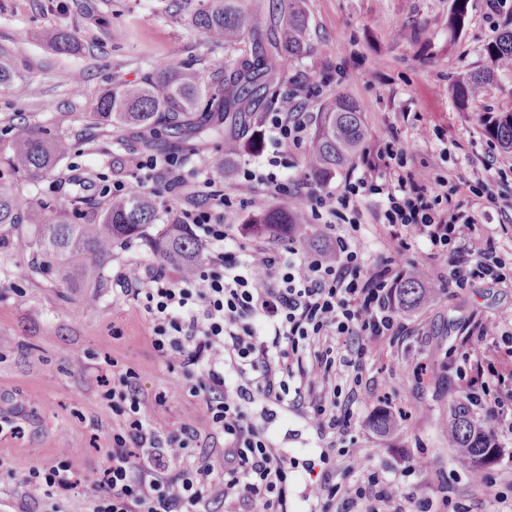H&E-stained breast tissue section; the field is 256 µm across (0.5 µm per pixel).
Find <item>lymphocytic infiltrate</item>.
Listing matches in <instances>:
<instances>
[{"label":"lymphocytic infiltrate","instance_id":"obj_1","mask_svg":"<svg viewBox=\"0 0 512 512\" xmlns=\"http://www.w3.org/2000/svg\"><path fill=\"white\" fill-rule=\"evenodd\" d=\"M311 119L302 103L267 113L264 132L276 154L244 164L234 194L208 180L182 209L180 220L205 256L191 275L132 263L117 276L121 295L149 320L165 367L180 371L201 397L200 418L221 447L200 445L191 430L159 431L136 373L118 372L112 410L125 423L113 432L97 478L85 482L68 462L34 468L23 479L32 499L64 512L67 496L86 488L87 512H288V458L250 418L261 400L266 418L293 410L330 439L319 463L304 466L309 512H446L447 497L401 491L400 477L418 472L413 460L397 473L366 461L353 433L359 412L341 396L360 385L367 355L403 335L395 287L408 271L443 292L486 277L512 285L495 235L479 224L497 201L482 183L449 186L434 162L408 166L409 145L394 131L338 186L305 180L288 188L284 173L293 164L284 149L304 142ZM270 190L301 199L306 223L320 226L329 251L238 241L226 212L256 204ZM368 197L380 203L383 227L373 253L360 234ZM417 242L425 246L418 263L406 257ZM456 373L464 408L477 410L492 435L502 433L512 411L489 388L496 367L463 364ZM339 456L349 460L341 475Z\"/></svg>","mask_w":512,"mask_h":512}]
</instances>
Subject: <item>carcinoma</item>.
I'll return each instance as SVG.
<instances>
[{"label": "carcinoma", "instance_id": "carcinoma-1", "mask_svg": "<svg viewBox=\"0 0 512 512\" xmlns=\"http://www.w3.org/2000/svg\"><path fill=\"white\" fill-rule=\"evenodd\" d=\"M205 5L193 16V24L202 29L214 43L232 46L260 31L261 5L256 3L246 12L236 0H203ZM448 15V28L460 31L468 18L470 0H453ZM302 0H280L274 24L266 30L267 49L250 58L224 66V78L216 86L206 83L191 67L176 68L168 64L155 66L133 84H119L99 97L91 119L100 125L116 128H146L155 134L191 129L221 135V125L243 122L246 114L262 105L273 85L274 73L270 57L282 60L301 59L310 50L309 24ZM41 40L58 51H70L73 38L55 28L40 34ZM488 65L458 76L452 83V96L459 108L468 110L476 104L477 92L493 81L497 68L512 63V28L484 47ZM22 60L10 50L0 47V88L19 91L26 86L22 76ZM485 134L504 149L512 150V112H500L483 121ZM367 140V126L359 106L349 98L329 99L321 104L320 120L314 138L309 164L313 181L332 179ZM10 165L31 178L48 174L72 150L66 137H51L26 123H17L9 141ZM29 218L35 224L36 244L44 257L43 272L64 284L80 283L93 288L101 280L105 262L121 241L143 236L159 218L157 197L133 192L112 202L110 208L93 224H75L67 215L52 220L33 210ZM16 220L13 196L0 188V224ZM251 224L259 229L277 230L288 239L303 237L313 249H322L326 241L308 225L299 207L280 199L270 209L255 215ZM156 256L166 265L188 270L201 262L199 245L184 225L175 221L149 238ZM422 280L409 276L396 286L398 304L413 308L429 294ZM448 442L459 449V459L475 471L497 459L495 445L476 419L456 403L448 406Z\"/></svg>", "mask_w": 512, "mask_h": 512}]
</instances>
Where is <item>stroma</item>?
<instances>
[{"mask_svg": "<svg viewBox=\"0 0 512 512\" xmlns=\"http://www.w3.org/2000/svg\"><path fill=\"white\" fill-rule=\"evenodd\" d=\"M453 0H304L311 51L288 61L282 80L262 111L245 125L228 126L222 138L193 132L152 138L149 131L92 124L89 114L103 90L134 83L160 63L188 65L214 82L227 62L249 56L250 41L225 47L208 41L192 22L200 0H0V45L10 47L26 64L27 90L0 88V186L19 202L13 224H0V407L18 406L22 437L0 442V501L11 512H42L26 494L28 471L55 459L70 460L84 476L95 477L106 445L122 419L113 415L98 383L110 368L133 369L153 425L161 432L190 427L207 434L200 398L185 387L180 372H168L151 346L152 329L134 304L113 297L115 275L131 261L159 266L147 237L118 246L106 262L93 291L70 287L44 274L34 243L30 210L48 217L66 214L81 224L95 222L112 200V184L128 181L140 191L163 192L160 221L175 220L178 205L217 177L232 193L233 177L215 175L208 161L225 144H245L235 166L264 159L273 146L262 140L248 148L264 113L286 111L288 103L307 102L318 111L325 99L346 96L360 107L371 140L397 131L413 143V162L435 159L449 184L485 181L497 207L483 217L494 231L498 253L512 264V223L501 212L512 206V151L487 153L482 127L487 112L512 111V67L499 68L493 83L464 112L451 95L453 78L485 66L483 48L512 20V0L500 7L472 0L463 30L448 31ZM53 26L69 32L74 50L60 53L36 41V32ZM82 74L73 87L74 74ZM26 123L68 137L73 148L47 176L33 180L7 165L9 131ZM153 140V154L178 153L186 159L184 184L171 192L165 180L123 167L130 152H143ZM94 303H87V294ZM406 331L391 346L366 361L356 392L362 417L354 431L372 464L401 469L416 458L422 471L403 484L420 497L430 494L424 472L445 477L453 502L466 512H486V499L475 472L458 462L448 444V386L461 350L479 356L472 335L488 318L512 323V287L489 279L429 300L405 312ZM425 364L429 377L417 383L413 370ZM388 394L389 403L379 400ZM163 402H156V395ZM404 410L399 435L377 431L373 419L383 411ZM268 433L298 466L290 474L288 508L304 512L305 460L317 458L325 440L300 418L276 417Z\"/></svg>", "mask_w": 512, "mask_h": 512, "instance_id": "1", "label": "stroma"}]
</instances>
